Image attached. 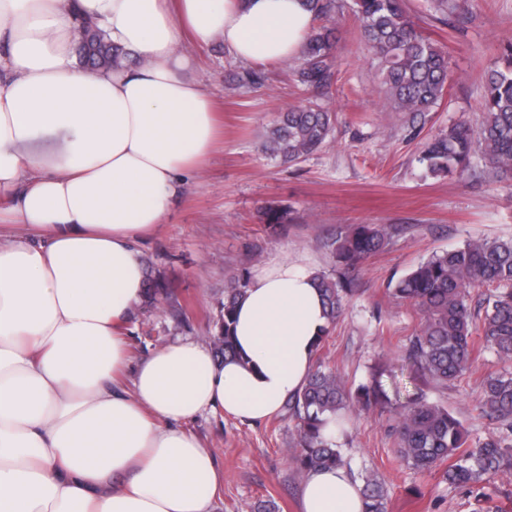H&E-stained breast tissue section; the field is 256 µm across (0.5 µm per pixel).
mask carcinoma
<instances>
[{"label": "carcinoma", "mask_w": 512, "mask_h": 512, "mask_svg": "<svg viewBox=\"0 0 512 512\" xmlns=\"http://www.w3.org/2000/svg\"><path fill=\"white\" fill-rule=\"evenodd\" d=\"M317 19H329L336 0H309ZM355 19L378 61L381 83L396 112H430L443 97L450 77L448 52L424 37L404 8V0H356ZM79 57L92 67L109 66L119 58L96 23H80ZM333 29L315 26L299 57L295 82L321 93L332 86L338 72ZM263 75L244 70L233 77L229 89L260 84ZM484 120L478 128L459 120L448 131L423 144L419 162L429 175L462 178L469 171L474 151L507 181L512 180V48L505 51L503 66L491 71L480 101ZM336 115L319 107L292 108L280 114L265 133L267 153L283 165H295L317 152L334 130ZM388 228L357 224L334 236L330 248L336 265L349 272L385 245ZM320 291L327 327L318 336L325 340L329 327L343 315L352 295V281L325 274L314 275ZM249 277L231 276L224 287V302L216 323L213 347L223 359L236 355L232 326L234 310ZM491 289L484 316L472 310L470 295ZM393 295L414 306L421 315L419 332L410 338L408 353L420 376L442 385L461 377L473 360L475 336L499 357L512 360V240L483 239L444 252H435L408 276L399 280ZM391 370L372 369L367 382L355 390L332 369L317 365L304 385L287 401L298 420L299 439L292 460L297 471L346 466L336 440L324 437L328 420L344 435L346 410L356 403L363 409L393 408L383 382ZM481 412L504 424V431L472 445L460 422L438 403L418 395L401 406L392 428L398 458L417 471H429L451 461L444 472L448 483L467 486L491 481L501 470H512V373H491L483 382L478 401ZM365 512H386L385 493L373 473L362 477Z\"/></svg>", "instance_id": "carcinoma-1"}]
</instances>
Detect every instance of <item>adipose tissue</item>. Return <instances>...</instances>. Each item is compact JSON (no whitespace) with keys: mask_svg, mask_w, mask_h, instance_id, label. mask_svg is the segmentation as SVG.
<instances>
[{"mask_svg":"<svg viewBox=\"0 0 512 512\" xmlns=\"http://www.w3.org/2000/svg\"><path fill=\"white\" fill-rule=\"evenodd\" d=\"M138 66L82 65L77 15ZM307 0H0V512H213L224 471L187 430L277 414L327 320L298 260L258 267L236 357L167 343L133 360L141 240L214 148L213 97L185 39L248 64L299 57ZM301 512H363L346 469L311 470Z\"/></svg>","mask_w":512,"mask_h":512,"instance_id":"ef3b65f1","label":"adipose tissue"}]
</instances>
